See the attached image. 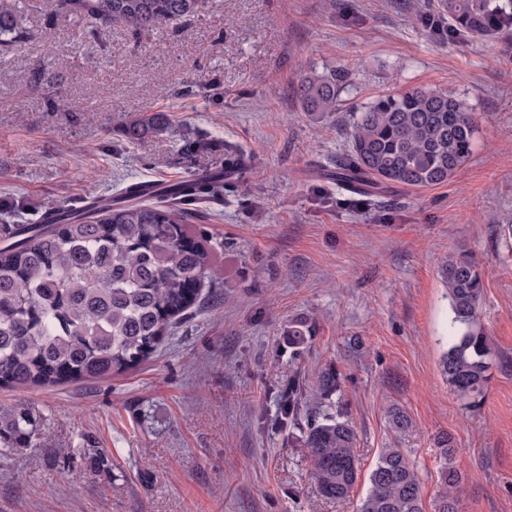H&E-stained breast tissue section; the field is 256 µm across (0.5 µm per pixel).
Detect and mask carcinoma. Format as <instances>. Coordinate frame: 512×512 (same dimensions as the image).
<instances>
[{
    "label": "carcinoma",
    "instance_id": "cac0c4a2",
    "mask_svg": "<svg viewBox=\"0 0 512 512\" xmlns=\"http://www.w3.org/2000/svg\"><path fill=\"white\" fill-rule=\"evenodd\" d=\"M50 15L85 19L97 37L120 23L134 37L162 21L189 20L199 0H46ZM438 13L455 34L471 38L512 29V0H438ZM27 39L17 3L0 0V51ZM340 81L305 77L299 85L303 111L325 117L340 109ZM164 117H143L127 135L156 132ZM345 160L336 182L374 200L389 187L428 188L448 183L473 153L476 125L468 107L440 89L412 87L375 97L353 112ZM252 164L225 144L223 171L190 174L161 188L150 202L137 183L121 196L79 208L48 205L35 224H0V386L40 387L81 378L123 374L153 355L163 337L192 312L211 264L206 232L191 224L196 206L224 200V191L246 180ZM451 311L452 334L440 359L449 388L467 408L479 406L490 379L493 350L479 322L484 283L469 258L441 268ZM316 335V322L299 316L288 323V348L298 354ZM343 378L336 366L321 370L312 389L294 379L279 398L278 424L307 449L316 490L345 498L360 477L357 433L347 411L333 410ZM395 444L381 450L357 512H461V476L453 465L455 442L435 439L441 466L432 510L401 440L410 416L388 413ZM35 430L19 408L0 419V439L18 447Z\"/></svg>",
    "mask_w": 512,
    "mask_h": 512
}]
</instances>
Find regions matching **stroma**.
I'll return each instance as SVG.
<instances>
[{"mask_svg":"<svg viewBox=\"0 0 512 512\" xmlns=\"http://www.w3.org/2000/svg\"><path fill=\"white\" fill-rule=\"evenodd\" d=\"M434 4L201 0L193 20L136 38L116 24L96 41L78 19L52 26L21 4L28 38L0 54V224L218 166L228 142L253 170L204 219L211 275L153 358L111 378L0 388V416L25 405L37 418L27 447H0V512H355L367 481L323 498L305 449L274 426L279 386L331 364L362 473L392 445L387 410L399 406L425 499L433 438L447 432L462 512H512V42L435 32ZM340 72V110L310 117L301 78ZM415 86L473 112L471 158L447 185L353 204L331 177L350 112ZM157 112L164 129L127 138ZM191 141L205 147L188 156ZM459 254L483 272L495 350L475 409L439 367L450 333L440 267ZM298 316L318 334L295 357L284 333ZM93 451L111 469L94 471Z\"/></svg>","mask_w":512,"mask_h":512,"instance_id":"stroma-1","label":"stroma"}]
</instances>
